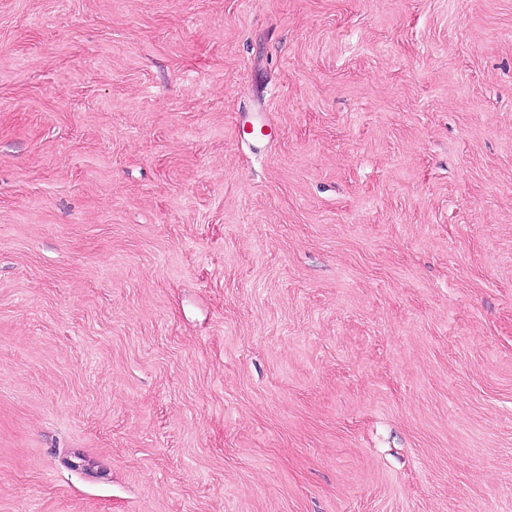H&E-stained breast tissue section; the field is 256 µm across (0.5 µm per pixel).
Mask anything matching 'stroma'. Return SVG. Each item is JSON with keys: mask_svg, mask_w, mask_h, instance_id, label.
<instances>
[{"mask_svg": "<svg viewBox=\"0 0 512 512\" xmlns=\"http://www.w3.org/2000/svg\"><path fill=\"white\" fill-rule=\"evenodd\" d=\"M0 512H512V0H0Z\"/></svg>", "mask_w": 512, "mask_h": 512, "instance_id": "35a3bbf8", "label": "stroma"}]
</instances>
